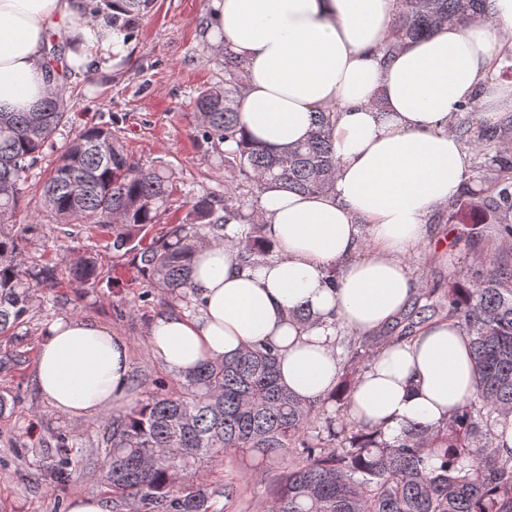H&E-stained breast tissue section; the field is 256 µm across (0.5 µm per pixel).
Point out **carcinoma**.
Returning <instances> with one entry per match:
<instances>
[{
    "label": "carcinoma",
    "mask_w": 512,
    "mask_h": 512,
    "mask_svg": "<svg viewBox=\"0 0 512 512\" xmlns=\"http://www.w3.org/2000/svg\"><path fill=\"white\" fill-rule=\"evenodd\" d=\"M152 0H91L96 18L111 8L112 27L131 38ZM488 19L487 0H400L385 55L405 40L428 36L448 24ZM54 91L32 112L0 113V336L15 335L34 289L56 283L55 266L25 267L24 234L17 224L25 174L40 160L55 132L73 123L65 95L69 68L56 44L46 52ZM243 61L224 54V84L195 100L197 138L237 143L224 152V200L194 198L185 218L159 238L140 234L157 223L173 193L170 175L127 153L111 129L87 123L61 150L43 185L39 218L57 224H87L110 234L112 258L131 259L139 277L176 297L191 290L193 240L221 242L231 211L246 205L242 189L274 184L289 192L320 194L333 185L338 161L331 148L336 113H315L308 139L279 154L249 143L239 128L244 92ZM478 153L509 151L502 131H478ZM470 193L512 239V160L484 176ZM233 241L239 258L259 265L273 257L264 224L238 225ZM67 279L87 288L102 278L95 257L65 268ZM415 298L390 331L408 339L439 318L459 324L471 345L476 391L448 422L415 424L390 442L345 413L323 418L280 384L277 354L266 344L248 345L231 358L207 361L182 376L177 388L160 385L136 404L112 415L101 483L112 492V512H216V489L197 483L200 470L242 453L279 471L264 512H512V451L494 448L499 416L512 414V265L495 263L479 278L448 281ZM380 338L348 346V366L364 367ZM57 459L47 466L58 483L72 479L81 456L66 434L56 439Z\"/></svg>",
    "instance_id": "carcinoma-1"
}]
</instances>
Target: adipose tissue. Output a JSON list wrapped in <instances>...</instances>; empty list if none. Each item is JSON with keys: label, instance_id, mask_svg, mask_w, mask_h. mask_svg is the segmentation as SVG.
Here are the masks:
<instances>
[{"label": "adipose tissue", "instance_id": "ef3b65f1", "mask_svg": "<svg viewBox=\"0 0 512 512\" xmlns=\"http://www.w3.org/2000/svg\"><path fill=\"white\" fill-rule=\"evenodd\" d=\"M397 8L398 0H211L207 38L246 67V136L279 153L308 138L316 112L335 110L338 171L323 194L262 193L253 216L276 259L246 265L230 244L196 247L198 315L165 311L150 326L154 356L175 374L263 342L278 355L282 385L328 403L342 376L338 329L378 332L409 305L414 281L402 257L468 179L453 118L477 96L512 110V82L491 78L497 55L512 52V0H489L490 21L446 26L388 57ZM76 36L73 70H106L126 54L123 35L92 22L85 0H0V112H28L47 97L43 47ZM300 309L311 322L298 320ZM130 365L126 339L69 317L45 325L36 382L59 413L78 418L128 401ZM475 388L467 337L438 320L367 363L349 412L391 440L413 424L447 422Z\"/></svg>", "mask_w": 512, "mask_h": 512}]
</instances>
